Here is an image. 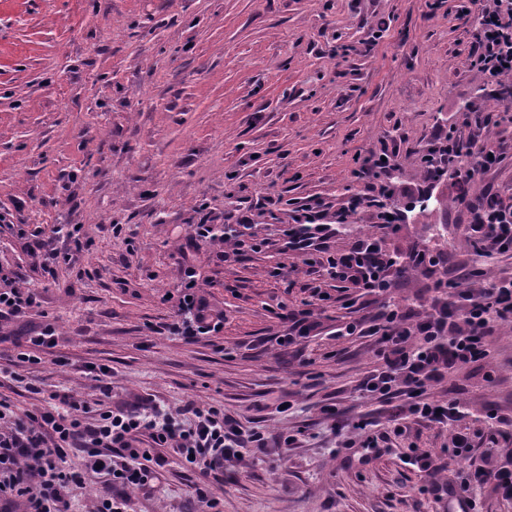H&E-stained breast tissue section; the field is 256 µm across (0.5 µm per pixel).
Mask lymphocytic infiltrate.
<instances>
[{"label":"lymphocytic infiltrate","instance_id":"f902f5d3","mask_svg":"<svg viewBox=\"0 0 512 512\" xmlns=\"http://www.w3.org/2000/svg\"><path fill=\"white\" fill-rule=\"evenodd\" d=\"M477 16L472 63L488 74L498 100L511 99L512 0H486ZM502 118L499 111L466 114L461 126L437 130L427 152L432 160L425 168L427 180L455 169L458 201L469 216L465 234L481 257L512 256V200L497 191L470 193L482 175L504 159L501 144L490 139ZM463 157L468 163L462 167L458 161ZM395 162L394 153L384 148L364 156L354 172L356 178L371 180L381 200L377 232L359 236L349 248L334 252L329 245L336 234L333 225L292 224L283 232L285 247L301 255L307 265H323L337 281L385 300L377 315L352 320L335 331L340 338L375 339L377 364L359 390L390 411L386 430L368 433L358 445L346 443V461L368 465L374 456L389 452L391 437L409 435L415 422L452 429L449 447L435 453L411 447L404 449L400 459L422 473L421 490L441 503V512H475L476 494L488 484L512 500V461L466 472L455 471L454 466L483 446L511 448L512 425L494 411L475 414L460 400L432 398L429 390L456 366L486 358L485 341L493 324L512 322V276L485 279L476 288L472 285L475 275L469 272L462 282H454L445 273V254L418 247L408 254L407 266L440 270L430 305L417 314L392 300L398 261L385 251L383 241L397 225L385 202L393 193L386 176ZM16 279V272L0 267V318L20 316L37 302L34 293L16 286ZM195 286L193 270H185L177 290L181 318L172 331L187 338L222 329L221 321L207 320ZM111 376L109 368H99V396L94 401L63 394L38 413L17 414L0 397V512H13L19 502L24 512H71L73 488L91 491L100 484L108 491L98 495L95 512H127L126 489L152 485L158 468L165 464L164 449H173L186 464L220 484L226 463L239 458L243 449L265 446L261 434L242 429L218 407L187 405L186 413L192 416L187 423L183 415L149 408L145 399L116 398ZM466 418L472 420V429L454 431V423ZM74 448L86 455L79 472L66 466ZM450 470L456 473L454 480L439 482V474Z\"/></svg>","mask_w":512,"mask_h":512}]
</instances>
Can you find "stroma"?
I'll use <instances>...</instances> for the list:
<instances>
[{
  "instance_id": "35a3bbf8",
  "label": "stroma",
  "mask_w": 512,
  "mask_h": 512,
  "mask_svg": "<svg viewBox=\"0 0 512 512\" xmlns=\"http://www.w3.org/2000/svg\"><path fill=\"white\" fill-rule=\"evenodd\" d=\"M469 0H0V265L17 269L39 305L0 322V365L11 336L55 326L57 357L37 369L39 393L11 378L0 393L16 411L52 394L91 397L88 367L112 371L115 393L180 409L217 406L262 432L216 488L220 512H435L421 479L395 452L347 465L337 448L357 417L381 406L358 385L374 340L336 338L350 316L370 317L378 296L346 287L283 250L291 224H335L331 250L376 229L375 207L348 219L359 157L397 154L390 182L402 212L386 251L448 255L457 275L482 265L512 275V258L479 259L463 234L454 174L424 178L433 133L462 112L499 109L472 66ZM447 208L422 211L427 193ZM244 217L258 251L225 259V244L191 227ZM80 224V260L45 271L62 248L56 229ZM288 274L276 276L278 266ZM193 269L197 295L220 332L166 334L168 297ZM330 299L315 337L281 348L284 315L313 289ZM487 360L435 383L440 398L512 414V324L488 338ZM292 404L278 410L281 401ZM296 435L294 448L280 438ZM152 487L129 490L131 512H196L198 469L166 450Z\"/></svg>"
}]
</instances>
